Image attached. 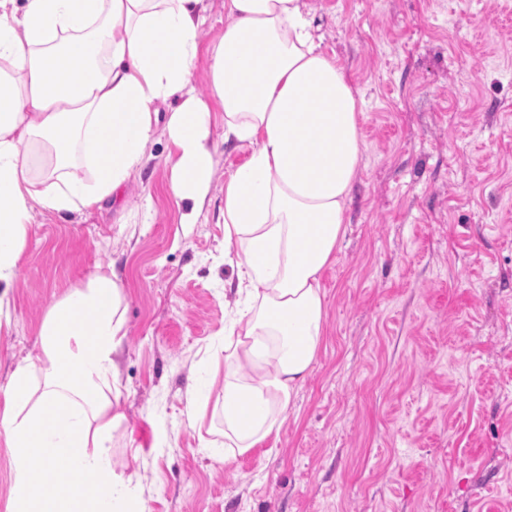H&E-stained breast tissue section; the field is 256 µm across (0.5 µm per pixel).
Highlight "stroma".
I'll return each instance as SVG.
<instances>
[{"label":"stroma","mask_w":512,"mask_h":512,"mask_svg":"<svg viewBox=\"0 0 512 512\" xmlns=\"http://www.w3.org/2000/svg\"><path fill=\"white\" fill-rule=\"evenodd\" d=\"M360 91L365 144L346 236L324 269L317 362L269 442L230 460L224 378L204 430L185 415L234 301L224 262L226 144L211 201L183 224L157 132L126 209L34 211L0 328V389L35 357L46 310L112 268L126 292L125 424L112 466L144 512H512V0H306ZM208 92L224 0H206Z\"/></svg>","instance_id":"stroma-1"}]
</instances>
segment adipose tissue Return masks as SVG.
Returning <instances> with one entry per match:
<instances>
[{
  "label": "adipose tissue",
  "mask_w": 512,
  "mask_h": 512,
  "mask_svg": "<svg viewBox=\"0 0 512 512\" xmlns=\"http://www.w3.org/2000/svg\"><path fill=\"white\" fill-rule=\"evenodd\" d=\"M205 0H0V321L10 318L33 212L112 203L157 131L170 188L197 223L215 174L211 107L248 150L224 177V260L237 270L222 349L224 455L260 447L317 360L323 269L347 232L363 146L356 90L321 49L305 0H225L209 96L195 84ZM124 285L98 271L45 312L35 360L0 393L13 512H140L133 475L112 467L125 420L115 357ZM248 366L246 378L234 370ZM41 471H34V461ZM61 490L46 496L44 485Z\"/></svg>",
  "instance_id": "1"
}]
</instances>
